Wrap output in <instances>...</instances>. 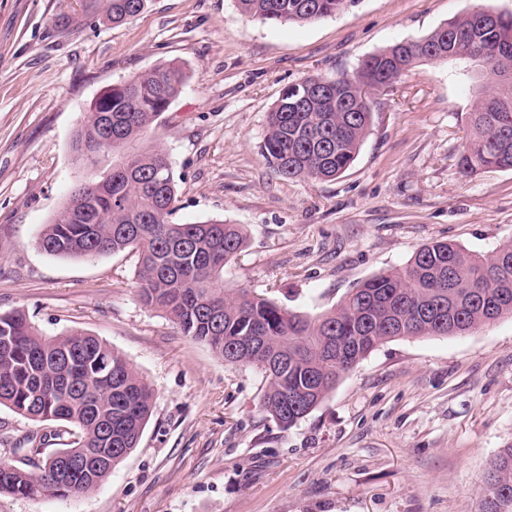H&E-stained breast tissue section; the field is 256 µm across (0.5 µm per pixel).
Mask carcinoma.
I'll use <instances>...</instances> for the list:
<instances>
[{
	"instance_id": "carcinoma-1",
	"label": "carcinoma",
	"mask_w": 512,
	"mask_h": 512,
	"mask_svg": "<svg viewBox=\"0 0 512 512\" xmlns=\"http://www.w3.org/2000/svg\"><path fill=\"white\" fill-rule=\"evenodd\" d=\"M147 0H108L107 15L121 23ZM263 23L316 22L336 15L351 0H237ZM475 8L420 40L396 42L367 57L351 74L310 76L312 104L279 96L266 116L262 155L289 180H334L356 160L372 118L371 94L421 62L459 60L475 73L476 105L458 165L467 174L512 170V13L484 20ZM177 63L160 65L121 86L104 90L78 128L73 150L103 137L99 116L112 117V166L108 189L77 186L66 206L37 238L41 251L93 257L123 252L138 256L139 299L163 311L181 331L209 346L229 364L252 365L266 378L260 409L283 429L308 416L343 373L388 341L452 336L512 316V242L489 256L447 242L419 247L405 267L361 283L334 310L312 317L240 288L221 285L224 266L245 248L237 224L176 223L177 182L170 154L144 145L153 123L184 85ZM0 406L35 422L72 428L69 449L98 448L112 434V464L92 469L73 487L53 484L49 440L62 433L27 436L26 463L0 461V494L24 498L68 497L94 490L137 447L153 408L150 386L127 359L102 339L73 331L46 337L14 310L0 314ZM479 512H512V446L489 463Z\"/></svg>"
}]
</instances>
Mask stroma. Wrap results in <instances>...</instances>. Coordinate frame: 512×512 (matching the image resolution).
<instances>
[{
	"label": "stroma",
	"mask_w": 512,
	"mask_h": 512,
	"mask_svg": "<svg viewBox=\"0 0 512 512\" xmlns=\"http://www.w3.org/2000/svg\"><path fill=\"white\" fill-rule=\"evenodd\" d=\"M102 0H0V313L46 336L82 331L151 386L137 448L95 490L0 495V512H478L489 460L512 446V317L393 340L296 426L262 412L260 369L225 363L137 298L135 252L56 257L36 239L89 170L72 141L109 85L175 61L179 95L146 145L174 161V222L241 225L223 285L312 316L432 241L489 254L512 241V171L464 175L467 66L419 65L376 96L353 165L279 177L261 155L286 85L356 71L473 7L512 0H354L269 24L236 0H147L122 24Z\"/></svg>",
	"instance_id": "1"
}]
</instances>
